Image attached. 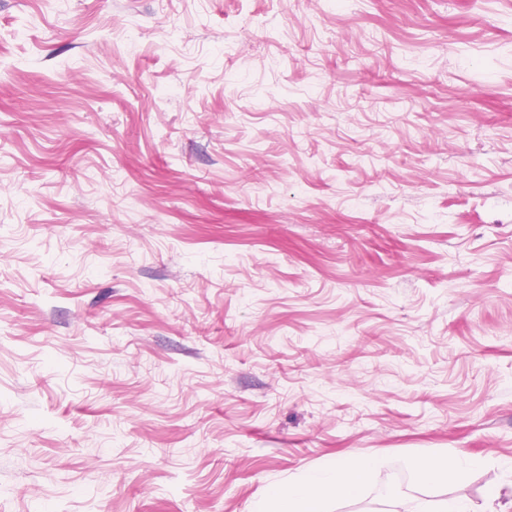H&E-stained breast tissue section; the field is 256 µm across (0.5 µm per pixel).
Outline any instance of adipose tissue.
Instances as JSON below:
<instances>
[{"mask_svg": "<svg viewBox=\"0 0 512 512\" xmlns=\"http://www.w3.org/2000/svg\"><path fill=\"white\" fill-rule=\"evenodd\" d=\"M371 467L369 458L357 456L348 463L310 471L298 482L276 488L255 512H319L331 498L356 496Z\"/></svg>", "mask_w": 512, "mask_h": 512, "instance_id": "adipose-tissue-1", "label": "adipose tissue"}]
</instances>
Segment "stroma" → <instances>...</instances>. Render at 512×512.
<instances>
[{
    "mask_svg": "<svg viewBox=\"0 0 512 512\" xmlns=\"http://www.w3.org/2000/svg\"><path fill=\"white\" fill-rule=\"evenodd\" d=\"M512 500V0H0V512ZM372 464L369 458L354 456L350 463L310 471L298 482L276 488L253 512H320L335 496L355 497ZM470 461H457L448 464L447 460L419 461L414 465V476L417 484L430 487L444 483L458 477L465 467L473 466Z\"/></svg>",
    "mask_w": 512,
    "mask_h": 512,
    "instance_id": "obj_1",
    "label": "stroma"
}]
</instances>
